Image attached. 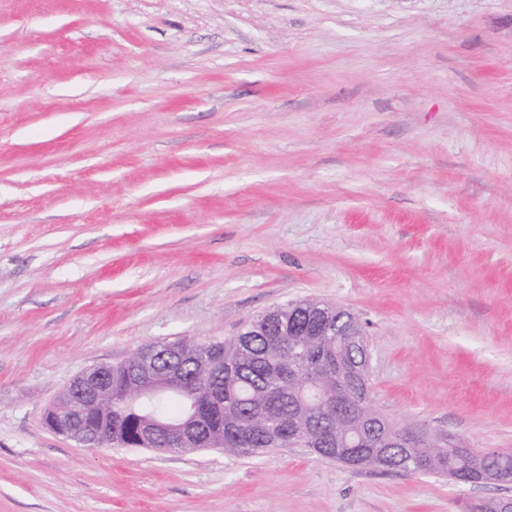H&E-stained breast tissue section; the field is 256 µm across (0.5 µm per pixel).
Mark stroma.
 <instances>
[{
  "mask_svg": "<svg viewBox=\"0 0 512 512\" xmlns=\"http://www.w3.org/2000/svg\"><path fill=\"white\" fill-rule=\"evenodd\" d=\"M304 298L375 403L512 453V0H0V512H466L512 482L85 448L82 370Z\"/></svg>",
  "mask_w": 512,
  "mask_h": 512,
  "instance_id": "1",
  "label": "stroma"
}]
</instances>
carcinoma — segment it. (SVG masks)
<instances>
[{"instance_id": "carcinoma-1", "label": "carcinoma", "mask_w": 512, "mask_h": 512, "mask_svg": "<svg viewBox=\"0 0 512 512\" xmlns=\"http://www.w3.org/2000/svg\"><path fill=\"white\" fill-rule=\"evenodd\" d=\"M260 327L222 341L183 338L171 345L197 357H207L204 366L187 370L190 382L186 396L167 394L152 400L131 401L123 395V384L139 364L140 346L126 361L112 368V433L129 447L139 444L142 427L158 421L183 420L197 409L211 426L210 439L224 452L253 455L272 448L302 445L310 448L324 434L342 440L360 441L367 435L364 414L374 407L368 395L360 408L341 395L339 387L364 390L365 382L349 375L362 362L357 346L344 335L350 323L331 318L313 323L288 317L271 325L272 335ZM497 460L474 451L454 448H412L406 460L393 467L399 473L465 476L479 467L494 469Z\"/></svg>"}]
</instances>
